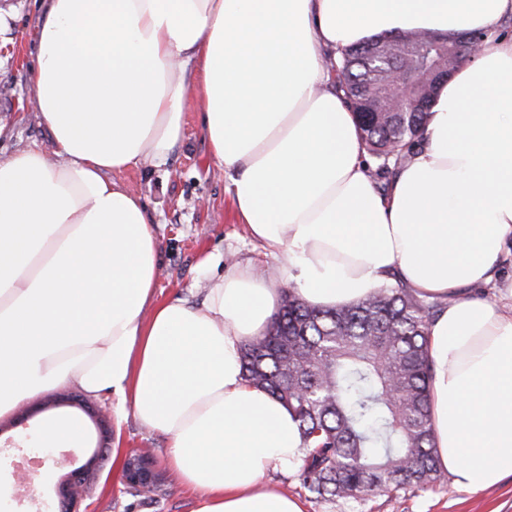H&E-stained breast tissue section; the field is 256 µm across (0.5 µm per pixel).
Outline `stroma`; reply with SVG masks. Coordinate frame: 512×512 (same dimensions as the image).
Returning a JSON list of instances; mask_svg holds the SVG:
<instances>
[{
    "label": "stroma",
    "mask_w": 512,
    "mask_h": 512,
    "mask_svg": "<svg viewBox=\"0 0 512 512\" xmlns=\"http://www.w3.org/2000/svg\"><path fill=\"white\" fill-rule=\"evenodd\" d=\"M36 0H0V123L10 130L0 138V160L33 145L50 148L28 100L29 74L36 60ZM186 134L168 165L146 166L116 173L131 194L140 197L152 215L160 249L157 297H181L201 302L209 277L246 261L264 265L263 248L239 224L227 192L228 179L214 164L201 130L195 97L185 108ZM60 414L81 419L86 432L82 445L67 449L71 462L86 460L99 433L76 406H49L24 422L0 420V512H25L17 497L16 454L26 448L31 433ZM110 451L103 470L92 482L87 512H194L195 492L180 484L166 459L167 440L127 417L113 427ZM145 452L156 461L165 494L148 499L132 495L124 477L132 452ZM299 469L269 470L264 481L299 498L307 512H512V476L497 487L471 495L456 490L448 476L420 490H400L358 499L320 498L303 487Z\"/></svg>",
    "instance_id": "stroma-1"
}]
</instances>
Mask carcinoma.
<instances>
[{
	"instance_id": "cac0c4a2",
	"label": "carcinoma",
	"mask_w": 512,
	"mask_h": 512,
	"mask_svg": "<svg viewBox=\"0 0 512 512\" xmlns=\"http://www.w3.org/2000/svg\"><path fill=\"white\" fill-rule=\"evenodd\" d=\"M400 65L429 35H400ZM336 89L379 96L375 76L345 59ZM428 112L357 114L372 175L386 177L412 153ZM443 304L417 298L401 281L357 303L319 309L290 289L271 329L245 344L246 380L284 403L307 447L300 477L318 497L356 498L422 489L440 477L431 444L426 330Z\"/></svg>"
}]
</instances>
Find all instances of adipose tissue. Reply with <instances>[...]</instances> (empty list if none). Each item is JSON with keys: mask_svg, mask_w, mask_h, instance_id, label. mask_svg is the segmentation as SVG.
I'll return each instance as SVG.
<instances>
[{"mask_svg": "<svg viewBox=\"0 0 512 512\" xmlns=\"http://www.w3.org/2000/svg\"><path fill=\"white\" fill-rule=\"evenodd\" d=\"M33 106L55 147L0 161V419L74 384L164 435L195 512H304L263 485L306 447L243 345L287 277L334 309L401 281L428 329L431 426L455 488L512 475V0H40ZM482 31L379 190L336 61L371 36ZM265 268L157 299L154 220L114 173L168 163L187 91ZM492 286L499 298L476 294Z\"/></svg>", "mask_w": 512, "mask_h": 512, "instance_id": "obj_1", "label": "adipose tissue"}]
</instances>
